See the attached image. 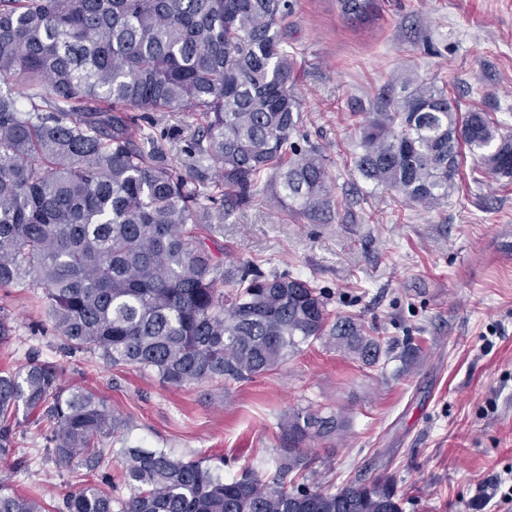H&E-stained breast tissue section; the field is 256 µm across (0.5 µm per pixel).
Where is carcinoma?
I'll use <instances>...</instances> for the list:
<instances>
[{
	"label": "carcinoma",
	"mask_w": 512,
	"mask_h": 512,
	"mask_svg": "<svg viewBox=\"0 0 512 512\" xmlns=\"http://www.w3.org/2000/svg\"><path fill=\"white\" fill-rule=\"evenodd\" d=\"M369 0H340L350 18ZM289 0H0V288H41L69 353L156 374L166 387L249 381L324 340L374 367L388 356L357 319L333 315L321 290L254 264L227 274L201 225L248 204L261 176L304 216L331 206L320 152L291 142L301 123L283 36ZM404 95L359 123L366 179L421 205L448 195L460 148L512 179V136L483 110L407 77ZM187 112L189 154L214 179L167 159L154 116ZM43 410L46 451L94 468L126 423L98 397L33 361L0 374V460L15 452L19 411ZM348 428L340 412L299 408L272 474L112 450L126 500L86 483L59 512H403L389 476L339 491L303 483L306 442ZM0 512H46L0 487Z\"/></svg>",
	"instance_id": "1"
}]
</instances>
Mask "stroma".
<instances>
[{
  "label": "stroma",
  "instance_id": "obj_1",
  "mask_svg": "<svg viewBox=\"0 0 512 512\" xmlns=\"http://www.w3.org/2000/svg\"><path fill=\"white\" fill-rule=\"evenodd\" d=\"M284 24L295 51L303 125L292 139L320 150L333 207L310 218L289 212L271 179L249 205L216 224L224 268L250 261L268 273L307 279L328 307L370 335L422 347L411 367L397 359L367 367L320 342L252 380L162 386L148 371L106 365L97 355L59 352L39 288L0 290V372L32 361L58 365L64 386L93 392L126 419L129 444L184 461L246 465L273 472L278 425L293 409L341 411L343 441H311V480L343 486L392 477L404 512H512V179L482 174L464 155L437 204L395 201V193L355 168L357 120L383 92L400 95L404 76L446 87L462 108L490 112L512 134V0H373L365 18L346 17L338 0H293ZM164 148L178 168L206 170L186 147L198 122L159 115ZM41 413L29 415L0 484L61 506L84 481L114 479L119 466L58 464L44 451Z\"/></svg>",
  "mask_w": 512,
  "mask_h": 512
}]
</instances>
